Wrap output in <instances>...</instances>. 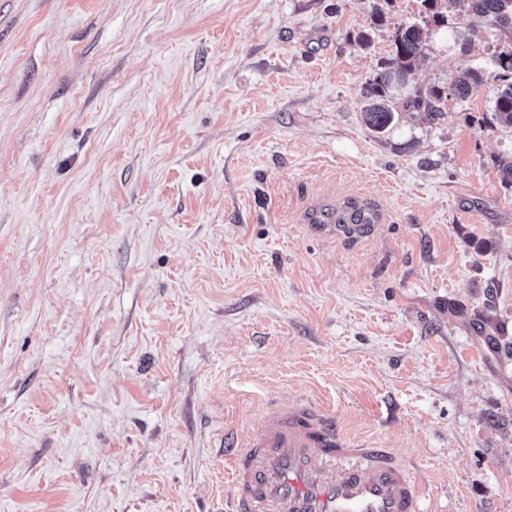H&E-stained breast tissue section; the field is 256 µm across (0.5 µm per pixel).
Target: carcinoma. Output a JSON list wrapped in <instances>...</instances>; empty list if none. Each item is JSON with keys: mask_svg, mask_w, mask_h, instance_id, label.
I'll list each match as a JSON object with an SVG mask.
<instances>
[{"mask_svg": "<svg viewBox=\"0 0 512 512\" xmlns=\"http://www.w3.org/2000/svg\"><path fill=\"white\" fill-rule=\"evenodd\" d=\"M460 3L466 11L486 18L491 25L512 33V0H451ZM427 30L413 23L400 27L394 38L392 57L382 70L376 73L367 86V104L363 109L364 122L371 130L385 131L401 115L393 111L390 99L394 92L406 88L415 61L424 53ZM496 78L504 81L493 105V118L497 123L512 126V43L502 46L493 56ZM484 82V72L468 70L463 72L449 88L450 95L460 101L467 100ZM444 92L433 89L424 96L419 90L413 91L405 100L404 108L424 112L426 119L433 121L444 115L441 108ZM338 224H369L370 214L366 208L353 202L347 209L336 215Z\"/></svg>", "mask_w": 512, "mask_h": 512, "instance_id": "1", "label": "carcinoma"}]
</instances>
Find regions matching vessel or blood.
<instances>
[{
    "instance_id": "1",
    "label": "vessel or blood",
    "mask_w": 512,
    "mask_h": 512,
    "mask_svg": "<svg viewBox=\"0 0 512 512\" xmlns=\"http://www.w3.org/2000/svg\"><path fill=\"white\" fill-rule=\"evenodd\" d=\"M224 455L227 512H422L395 455L345 435L320 402L268 406L257 431H225Z\"/></svg>"
}]
</instances>
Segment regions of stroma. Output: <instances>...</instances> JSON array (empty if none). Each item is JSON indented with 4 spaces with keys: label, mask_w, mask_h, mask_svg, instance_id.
<instances>
[{
    "label": "stroma",
    "mask_w": 512,
    "mask_h": 512,
    "mask_svg": "<svg viewBox=\"0 0 512 512\" xmlns=\"http://www.w3.org/2000/svg\"><path fill=\"white\" fill-rule=\"evenodd\" d=\"M444 16L411 87L484 84L377 134L419 0H0V512H219L225 429L303 394L512 512V34ZM427 31L417 23L400 27L395 33L392 57L369 81L363 116L367 127L376 133L384 132L401 118L389 105L390 99L394 92L406 88L415 61L424 53ZM496 78L508 81L497 93L493 105V118L497 123L512 126V42L502 46L493 56ZM366 209V207L359 206L354 202L348 203L347 209L336 215V225L320 224L318 227L320 229L329 228L347 236L361 234L367 229V225L371 224V218H369L371 215L366 212Z\"/></svg>",
    "instance_id": "1"
}]
</instances>
